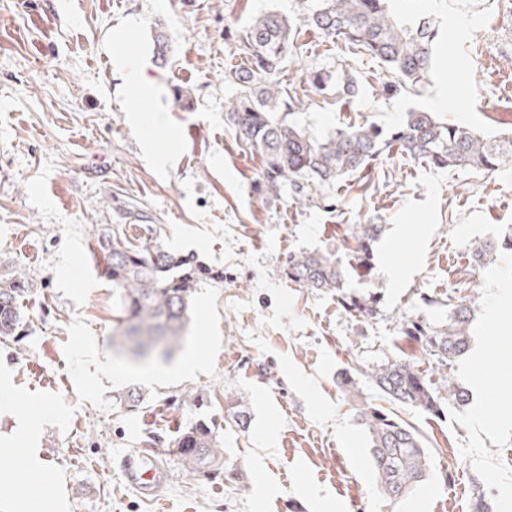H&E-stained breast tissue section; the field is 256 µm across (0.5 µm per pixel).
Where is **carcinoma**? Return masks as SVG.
Wrapping results in <instances>:
<instances>
[{
	"mask_svg": "<svg viewBox=\"0 0 512 512\" xmlns=\"http://www.w3.org/2000/svg\"><path fill=\"white\" fill-rule=\"evenodd\" d=\"M305 20L325 36L342 39L356 51L380 60L392 77L386 84L388 89L416 87L431 70L437 31L429 24L394 16L389 0H321ZM231 38L244 53L246 63L224 73V79L236 87L235 96L225 102L224 121L242 146L261 155L263 187L269 193L278 194L289 185L311 198L393 148L441 169L470 167L489 173L512 163V135L483 138L468 127L441 122L426 111H409L405 121L387 134L363 123L323 138L309 135L289 120L299 98L279 79L293 43L288 19L266 12L231 33ZM308 81L319 91L333 87L342 98L352 99L359 91L357 79L346 70L336 74L316 71L308 75ZM382 230L381 224L353 225L348 253L356 261L354 270L371 272L372 247ZM97 244L106 259V275L112 280L116 299L112 339L127 340L141 357L161 341L165 347L161 356L171 357L188 330L194 295L203 275L201 265L193 256L158 245H134L122 238L118 228L103 233ZM501 250L512 251V236L476 247L475 255L480 261H491ZM286 275L288 281L302 288L337 292L343 287L344 267L333 251L300 250L288 254ZM28 293L22 278L0 279V339L17 338L22 322L20 301ZM339 304L350 313L374 312L371 303L346 296L340 297ZM470 312L471 305L464 301L450 303L445 322L432 323L419 315L408 317L402 334L417 342L424 354L447 364L468 344ZM362 376L394 405L431 415L441 412L439 390L409 360H384ZM339 380L368 436L378 491L395 505L430 472L431 452L426 439L394 412L367 400L351 372L342 373ZM119 401L127 411L135 412L145 403L146 395L133 388ZM224 405L225 418L246 428L249 415L243 398L226 393ZM164 454L175 457L193 476H222L230 483L242 478V472L224 465L213 421L185 425L166 441Z\"/></svg>",
	"mask_w": 512,
	"mask_h": 512,
	"instance_id": "cac0c4a2",
	"label": "carcinoma"
}]
</instances>
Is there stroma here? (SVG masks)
Here are the masks:
<instances>
[{"mask_svg": "<svg viewBox=\"0 0 512 512\" xmlns=\"http://www.w3.org/2000/svg\"><path fill=\"white\" fill-rule=\"evenodd\" d=\"M319 3L0 0V276L30 288L24 339L0 341V438H21L26 418H41L35 440L0 469L24 471L63 512H475L479 499L488 512H512V426L494 423L512 398V312L488 318L512 292V252L489 264L474 256L512 231V164L437 169L394 150L304 205L289 188L259 191L260 155L224 122L234 93L224 70L242 57L225 31L274 11L296 31L283 81L300 98L294 121L312 136L354 123L391 128L411 109L488 138L512 133V0H391L434 22L441 44L423 86L390 95L380 92L390 75L378 60L307 25ZM159 28L169 42L163 61ZM343 68L359 81L352 101L308 83L310 72ZM133 69L157 86L156 98L134 96L125 81ZM131 210L146 221L127 219ZM116 224L133 244L223 272L222 281L200 280L190 334L173 357L198 351L200 370L150 379L115 355V297L97 237ZM355 224L384 227L370 278L349 269L343 280L342 292L376 298L371 317L284 271L289 252L337 250ZM392 265L406 271L396 286ZM471 296L480 365L468 352L438 365L402 336L406 317L437 323L448 315L444 299ZM394 357L437 383L469 390L473 374L487 380L478 400H442L439 415L400 410L425 435L432 464L395 505L377 492L367 436L337 382ZM132 387L148 394L135 413L117 401ZM227 393L250 412L247 428L220 432L239 483L192 476L165 455L153 496L125 482L121 455L146 436L224 416ZM264 483L272 490L263 496Z\"/></svg>", "mask_w": 512, "mask_h": 512, "instance_id": "35a3bbf8", "label": "stroma"}]
</instances>
